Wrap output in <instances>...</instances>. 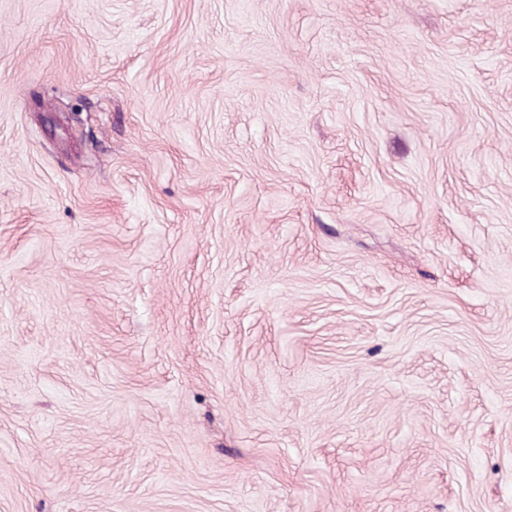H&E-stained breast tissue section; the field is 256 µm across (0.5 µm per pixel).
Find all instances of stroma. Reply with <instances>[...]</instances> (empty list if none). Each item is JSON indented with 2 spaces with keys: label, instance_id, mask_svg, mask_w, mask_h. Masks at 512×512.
Masks as SVG:
<instances>
[{
  "label": "stroma",
  "instance_id": "obj_1",
  "mask_svg": "<svg viewBox=\"0 0 512 512\" xmlns=\"http://www.w3.org/2000/svg\"><path fill=\"white\" fill-rule=\"evenodd\" d=\"M0 512H512V0H0Z\"/></svg>",
  "mask_w": 512,
  "mask_h": 512
}]
</instances>
